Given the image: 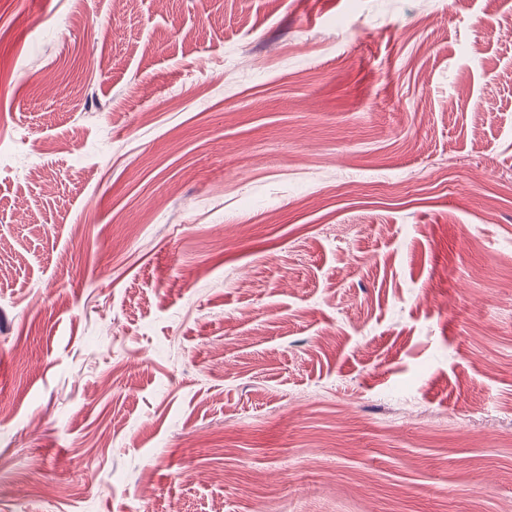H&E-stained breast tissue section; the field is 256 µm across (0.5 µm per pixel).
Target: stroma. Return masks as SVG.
Returning a JSON list of instances; mask_svg holds the SVG:
<instances>
[{
  "mask_svg": "<svg viewBox=\"0 0 512 512\" xmlns=\"http://www.w3.org/2000/svg\"><path fill=\"white\" fill-rule=\"evenodd\" d=\"M0 241V512H512V0H0Z\"/></svg>",
  "mask_w": 512,
  "mask_h": 512,
  "instance_id": "obj_1",
  "label": "stroma"
}]
</instances>
